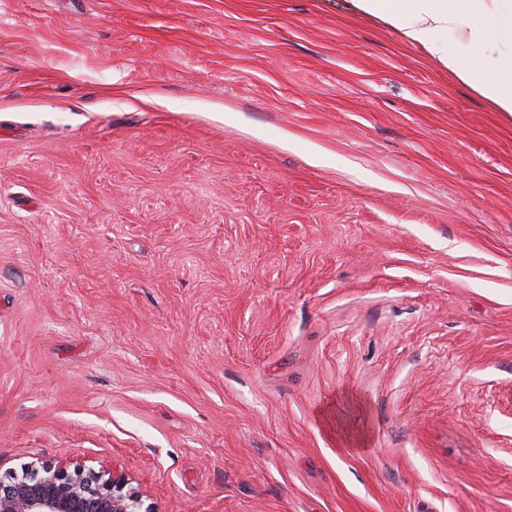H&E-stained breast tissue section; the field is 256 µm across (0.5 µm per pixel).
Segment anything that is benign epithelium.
<instances>
[{
    "mask_svg": "<svg viewBox=\"0 0 512 512\" xmlns=\"http://www.w3.org/2000/svg\"><path fill=\"white\" fill-rule=\"evenodd\" d=\"M126 486L104 465L87 471L66 460L43 461L20 479L0 477V512H151Z\"/></svg>",
    "mask_w": 512,
    "mask_h": 512,
    "instance_id": "7a95c632",
    "label": "benign epithelium"
}]
</instances>
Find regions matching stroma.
Wrapping results in <instances>:
<instances>
[{
	"mask_svg": "<svg viewBox=\"0 0 512 512\" xmlns=\"http://www.w3.org/2000/svg\"><path fill=\"white\" fill-rule=\"evenodd\" d=\"M152 512H512V119L348 0H0V476ZM67 460L42 461L16 475L0 477V512H152L142 496L124 491L125 479L112 466L98 471L75 466Z\"/></svg>",
	"mask_w": 512,
	"mask_h": 512,
	"instance_id": "obj_1",
	"label": "stroma"
}]
</instances>
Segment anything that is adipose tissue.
I'll return each mask as SVG.
<instances>
[{"label":"adipose tissue","mask_w":512,"mask_h":512,"mask_svg":"<svg viewBox=\"0 0 512 512\" xmlns=\"http://www.w3.org/2000/svg\"><path fill=\"white\" fill-rule=\"evenodd\" d=\"M379 18L493 108L512 119V0H350ZM448 31L465 33L475 55L466 61Z\"/></svg>","instance_id":"1"}]
</instances>
